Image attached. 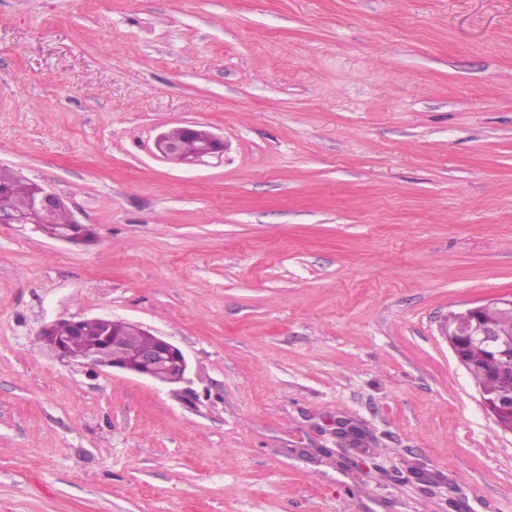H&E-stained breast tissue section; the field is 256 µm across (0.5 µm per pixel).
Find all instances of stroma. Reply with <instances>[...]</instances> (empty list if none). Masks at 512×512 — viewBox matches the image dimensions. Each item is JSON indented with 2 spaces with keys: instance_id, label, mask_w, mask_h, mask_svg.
<instances>
[{
  "instance_id": "35a3bbf8",
  "label": "stroma",
  "mask_w": 512,
  "mask_h": 512,
  "mask_svg": "<svg viewBox=\"0 0 512 512\" xmlns=\"http://www.w3.org/2000/svg\"><path fill=\"white\" fill-rule=\"evenodd\" d=\"M0 168L93 232L0 224V512H512L442 334L512 295V0H0ZM95 317L185 381L39 338ZM178 127V136L172 135V128H169L159 134L155 143L159 153L170 163L192 164L223 148L220 137L199 125L184 124ZM110 319V318H108ZM107 320L103 317H96L91 319L82 320H59L53 327V335L48 336L47 332L50 330L52 322L44 326L40 335L53 350L63 359H77L83 364L90 367L106 366L112 369L122 370L134 375L142 376L153 380L160 384H178L185 381L188 369V362L183 351L166 340L162 336H157L150 332L149 329L140 324L127 322L130 326L129 334L148 335L136 336L135 342L140 344H149L150 337L153 336V341L147 346H129L126 344L125 336H117L112 338V331L116 333L127 332V327L124 321H117L110 319L108 326H102L100 323H88L92 321ZM85 324L84 328L83 325ZM70 327L74 336L68 338L69 349L73 353H78L88 346H96L99 349L100 356L106 360H101L95 349H89L79 354L71 353L63 336H70ZM83 328V330H82ZM82 332V336L81 335ZM110 332V335L107 333ZM124 346L125 353L122 358H114L112 355L119 356L120 351L112 346Z\"/></svg>"
}]
</instances>
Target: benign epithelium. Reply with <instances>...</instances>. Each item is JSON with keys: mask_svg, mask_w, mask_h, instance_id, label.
<instances>
[{"mask_svg": "<svg viewBox=\"0 0 512 512\" xmlns=\"http://www.w3.org/2000/svg\"><path fill=\"white\" fill-rule=\"evenodd\" d=\"M180 134L174 136L171 130L159 134L156 148L169 162L177 165L192 164L203 157L223 148V141L214 133L196 124L179 126ZM34 207L44 214H52L65 208V203L56 193L39 186L33 197ZM24 214L8 201L0 202V224H25ZM512 314V296L484 300L448 315L443 325V335L460 365H465L464 347L472 342L485 345L488 349V369L492 372L512 365V340L499 337L496 330L498 320ZM130 334L151 335L149 329L137 323H129ZM51 325L44 326L40 335L43 340L63 359H77L90 367L106 366L142 376L160 384H178L185 381L188 362L183 351L162 336H153L147 346H129L126 337L114 338V344L122 346V358L108 362L100 359L96 350L89 349L79 354L71 353L61 336H50ZM481 403L503 430L512 433V394L488 398L480 394Z\"/></svg>", "mask_w": 512, "mask_h": 512, "instance_id": "benign-epithelium-1", "label": "benign epithelium"}]
</instances>
